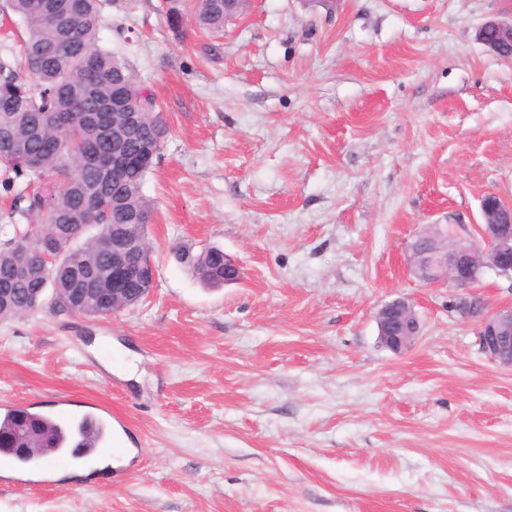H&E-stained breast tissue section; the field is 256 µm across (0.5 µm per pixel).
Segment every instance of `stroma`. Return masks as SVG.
Listing matches in <instances>:
<instances>
[{
    "mask_svg": "<svg viewBox=\"0 0 512 512\" xmlns=\"http://www.w3.org/2000/svg\"><path fill=\"white\" fill-rule=\"evenodd\" d=\"M103 16L169 127L143 188L155 287L0 322V407L108 409L126 452L0 480V512H512V369L409 262L427 225L471 235L482 197L512 201V60L474 39L512 0H250L214 36L162 0ZM177 244L242 280L205 286ZM396 298L422 324L401 354L375 321Z\"/></svg>",
    "mask_w": 512,
    "mask_h": 512,
    "instance_id": "1",
    "label": "stroma"
}]
</instances>
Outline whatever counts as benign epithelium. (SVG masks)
<instances>
[{"instance_id":"obj_1","label":"benign epithelium","mask_w":512,"mask_h":512,"mask_svg":"<svg viewBox=\"0 0 512 512\" xmlns=\"http://www.w3.org/2000/svg\"><path fill=\"white\" fill-rule=\"evenodd\" d=\"M475 41L494 52L512 48V21L483 23L476 29ZM481 213L483 224L478 226L477 235L462 239L446 253L410 246L411 268L424 283L449 288L448 315L474 323L480 351L491 361L512 368V308L491 311L484 305L478 314L469 308L471 299L476 297L474 286L478 283V272L491 270L512 279V202L489 193L481 200ZM135 245L136 239L126 233L112 238V293H104L100 304L104 310L111 306V299L123 292L125 284L150 278L149 283L138 289L142 299L148 297L155 286L156 272L151 259L140 266L125 262L126 253L134 250ZM386 313L383 307L376 315L378 342L383 348L400 354L408 350L417 337L392 333Z\"/></svg>"}]
</instances>
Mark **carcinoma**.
<instances>
[{
    "label": "carcinoma",
    "mask_w": 512,
    "mask_h": 512,
    "mask_svg": "<svg viewBox=\"0 0 512 512\" xmlns=\"http://www.w3.org/2000/svg\"><path fill=\"white\" fill-rule=\"evenodd\" d=\"M55 6L58 23L49 20ZM169 21L180 27L191 10L196 28L214 34L224 29V0H167ZM103 0H7L24 26L16 56L0 59V189L11 195L5 218L16 228L22 221L36 233L19 237L0 225V321L38 308L101 316L97 296L80 306L70 297L80 288H102L112 267V236L119 224H147L153 215L143 193L147 175L161 157L169 128L155 112L152 97L124 60L98 43ZM26 72L28 78L21 77ZM149 144L152 156L131 161L112 178L87 162L91 156L112 165L115 155H136ZM22 144L36 160L30 166L10 146ZM52 212L55 221L44 223ZM452 246L455 233L433 225L419 240ZM53 246L52 265L38 253ZM180 259L208 285L224 284V251L205 246ZM34 427L45 447L26 460L58 447L60 432L48 415L25 406L0 416V448L8 447L21 424Z\"/></svg>",
    "instance_id": "carcinoma-1"
}]
</instances>
